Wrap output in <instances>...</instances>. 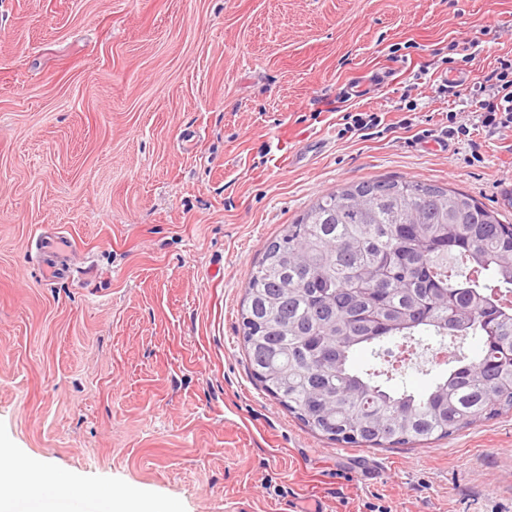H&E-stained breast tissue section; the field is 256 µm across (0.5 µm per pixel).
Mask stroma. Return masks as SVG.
<instances>
[{
  "instance_id": "35a3bbf8",
  "label": "stroma",
  "mask_w": 512,
  "mask_h": 512,
  "mask_svg": "<svg viewBox=\"0 0 512 512\" xmlns=\"http://www.w3.org/2000/svg\"><path fill=\"white\" fill-rule=\"evenodd\" d=\"M510 52L512 0H0V448L176 512H512V415L333 443L253 379L239 320L267 242L341 185L437 181L512 223V132L434 92ZM451 112L469 136L429 149ZM482 343L421 334L388 386ZM346 122L342 134H354L365 137L371 134V130L382 123V118L377 112H349L344 116Z\"/></svg>"
}]
</instances>
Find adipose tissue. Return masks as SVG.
<instances>
[{
	"instance_id": "1",
	"label": "adipose tissue",
	"mask_w": 512,
	"mask_h": 512,
	"mask_svg": "<svg viewBox=\"0 0 512 512\" xmlns=\"http://www.w3.org/2000/svg\"><path fill=\"white\" fill-rule=\"evenodd\" d=\"M0 512H160L139 493L89 485L42 461L0 450Z\"/></svg>"
}]
</instances>
